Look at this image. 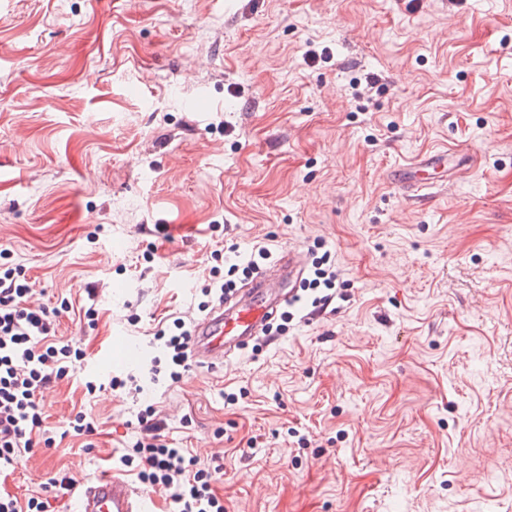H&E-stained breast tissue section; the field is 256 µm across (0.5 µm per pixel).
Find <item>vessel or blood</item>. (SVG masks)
Instances as JSON below:
<instances>
[{
  "label": "vessel or blood",
  "mask_w": 512,
  "mask_h": 512,
  "mask_svg": "<svg viewBox=\"0 0 512 512\" xmlns=\"http://www.w3.org/2000/svg\"><path fill=\"white\" fill-rule=\"evenodd\" d=\"M448 156L440 153L412 167L394 171L393 182L404 190L432 186L429 173L447 170ZM302 276L297 249L284 251L276 264L258 271L249 289L230 308L216 307L194 327V355L204 361L220 362L231 349L258 335L277 313L282 302L273 292L274 282H294ZM145 359L142 347L127 337L119 338L107 351L105 362L112 367L133 368ZM76 512H155L156 492L140 489L116 473L103 474L75 489Z\"/></svg>",
  "instance_id": "obj_1"
}]
</instances>
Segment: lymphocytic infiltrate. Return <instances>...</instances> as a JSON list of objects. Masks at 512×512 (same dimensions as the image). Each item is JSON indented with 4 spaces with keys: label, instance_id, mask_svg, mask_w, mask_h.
Returning a JSON list of instances; mask_svg holds the SVG:
<instances>
[{
    "label": "lymphocytic infiltrate",
    "instance_id": "1",
    "mask_svg": "<svg viewBox=\"0 0 512 512\" xmlns=\"http://www.w3.org/2000/svg\"><path fill=\"white\" fill-rule=\"evenodd\" d=\"M32 287L16 269L0 271V469L12 466L33 445L41 425L40 404L53 380L66 376L82 356L81 349L57 339L59 308L29 302ZM174 334L158 328L155 340L169 352L171 381L188 370L192 328L173 320ZM153 408L137 415L140 431L128 442L121 466H137L141 482L163 485L178 512H224L214 494L210 473L186 448L162 440L151 421Z\"/></svg>",
    "mask_w": 512,
    "mask_h": 512
}]
</instances>
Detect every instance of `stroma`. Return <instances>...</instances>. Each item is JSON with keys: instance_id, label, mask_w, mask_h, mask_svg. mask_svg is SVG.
<instances>
[{"instance_id": "35a3bbf8", "label": "stroma", "mask_w": 512, "mask_h": 512, "mask_svg": "<svg viewBox=\"0 0 512 512\" xmlns=\"http://www.w3.org/2000/svg\"><path fill=\"white\" fill-rule=\"evenodd\" d=\"M233 244L341 285L180 382L87 392L115 334L159 359L202 319L210 268L249 281ZM1 251L84 356L0 496L74 512L51 479L114 471L150 405L224 512H512V0H0ZM448 170V153H440L429 159L417 162L410 168L396 170L392 174L393 182L404 190H421L435 184V179L428 177L429 170ZM328 259L326 254L322 260L313 263L312 275L314 278L306 280L308 281V286L320 285L322 283L325 288H336L337 274L335 265L330 264L327 267H323V265H327Z\"/></svg>"}]
</instances>
